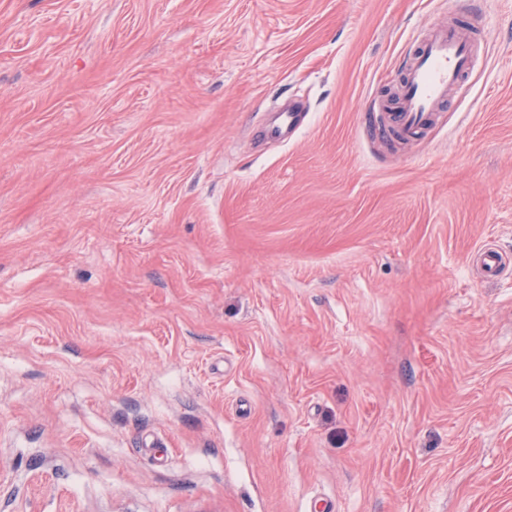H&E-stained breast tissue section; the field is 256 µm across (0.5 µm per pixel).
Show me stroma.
I'll use <instances>...</instances> for the list:
<instances>
[{
  "mask_svg": "<svg viewBox=\"0 0 512 512\" xmlns=\"http://www.w3.org/2000/svg\"><path fill=\"white\" fill-rule=\"evenodd\" d=\"M323 498L512 512V0H0V512ZM476 58L474 42L464 28L436 29L413 49L387 122L369 113V126L382 135L392 127L406 136L422 133L432 123L438 105L461 88ZM304 112H296L288 109L286 112H278L275 125H273L269 133L272 136H284L291 134L300 127L301 115Z\"/></svg>",
  "mask_w": 512,
  "mask_h": 512,
  "instance_id": "35a3bbf8",
  "label": "stroma"
}]
</instances>
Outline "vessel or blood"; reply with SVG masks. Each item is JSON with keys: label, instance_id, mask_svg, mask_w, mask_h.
<instances>
[{"label": "vessel or blood", "instance_id": "obj_1", "mask_svg": "<svg viewBox=\"0 0 512 512\" xmlns=\"http://www.w3.org/2000/svg\"><path fill=\"white\" fill-rule=\"evenodd\" d=\"M475 60L474 43L464 28L436 29L415 46L387 120L371 114L369 126L383 135L393 129L406 136L422 133L432 123L438 105L460 89Z\"/></svg>", "mask_w": 512, "mask_h": 512}]
</instances>
